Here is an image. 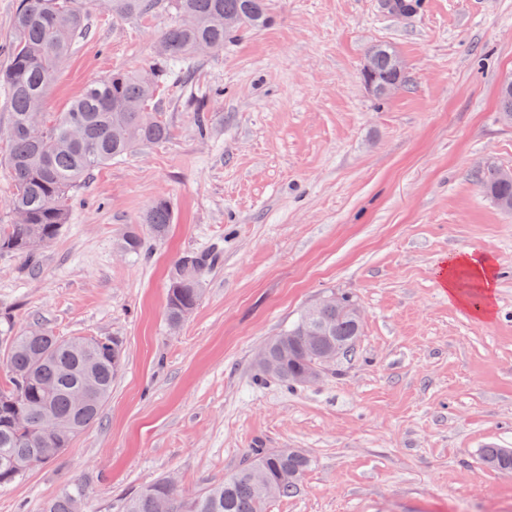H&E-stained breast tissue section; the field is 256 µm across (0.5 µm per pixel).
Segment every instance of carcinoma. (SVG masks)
Wrapping results in <instances>:
<instances>
[{
  "instance_id": "1",
  "label": "carcinoma",
  "mask_w": 512,
  "mask_h": 512,
  "mask_svg": "<svg viewBox=\"0 0 512 512\" xmlns=\"http://www.w3.org/2000/svg\"><path fill=\"white\" fill-rule=\"evenodd\" d=\"M115 19H128L154 11L157 0H102ZM87 0H18L13 18L16 40L8 66L0 70V87L9 98L8 166L15 182L11 201L12 221L0 224V252H12L32 262L38 251L25 242L39 237L43 245L56 240L68 223L71 192L86 184L94 171L117 158L169 138L171 130L162 112L152 104L161 83L190 78L189 65L198 48L224 49V42L243 29L269 25L272 15L267 0H171L178 17L161 34L160 50L149 69L115 72L88 83L53 123L42 126V136L29 130L33 118L42 114L47 92L59 69L89 33ZM480 181L498 203L512 199V181L505 182L499 169L488 167ZM174 215L169 204L157 201L144 215L154 238L169 232ZM129 254L144 252L136 228L119 240ZM219 249L188 252L174 263L168 284L167 320L178 327L197 306L203 277L220 262ZM330 321V339L322 348L338 349L337 358L351 355L361 337L362 320L325 310ZM307 327V314L285 333L266 343L272 366L256 365L258 375L291 388L300 383L312 357L297 349L292 339ZM8 375L0 381V487L14 483L27 470L23 460L32 454L54 456L70 446L99 419L112 394V380L119 373L124 351L117 337L65 338L43 326H33L24 335L5 336ZM94 385L93 399L80 405L73 393ZM58 419L53 436L41 434L46 415ZM483 463L492 469L512 471L511 448H484ZM310 459L302 451L254 448L238 468L224 479L193 496L161 479L125 495L119 512H156V499L166 496L170 512H266L278 498L295 494ZM84 490L72 491L46 502L43 512H81Z\"/></svg>"
}]
</instances>
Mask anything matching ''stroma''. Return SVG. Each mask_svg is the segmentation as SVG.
Returning <instances> with one entry per match:
<instances>
[{
	"label": "stroma",
	"instance_id": "1",
	"mask_svg": "<svg viewBox=\"0 0 512 512\" xmlns=\"http://www.w3.org/2000/svg\"><path fill=\"white\" fill-rule=\"evenodd\" d=\"M273 23L243 30L155 99L170 137L95 170L35 262L0 253V316L57 335L116 336L123 367L99 420L0 489V512H42L71 484L84 512H117L161 478L187 494L255 448L311 459L300 491L267 512H512V472L481 448H512V212L479 173L512 169V0H269ZM90 34L45 104L150 67L167 7L116 20L89 6ZM391 45L405 84L375 97L361 68ZM210 118L197 131V113ZM0 89V224L14 181ZM175 222L149 258L118 240L157 200ZM223 249L196 309L166 317L168 274L188 251ZM496 261L491 319L450 303L437 272L467 251ZM363 314L334 373L287 389L253 384L259 349L328 293Z\"/></svg>",
	"mask_w": 512,
	"mask_h": 512
}]
</instances>
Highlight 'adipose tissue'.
<instances>
[{
  "instance_id": "ef3b65f1",
  "label": "adipose tissue",
  "mask_w": 512,
  "mask_h": 512,
  "mask_svg": "<svg viewBox=\"0 0 512 512\" xmlns=\"http://www.w3.org/2000/svg\"><path fill=\"white\" fill-rule=\"evenodd\" d=\"M467 274L475 286L474 293H465L459 286L460 274ZM442 287L448 290L450 302L473 312L481 319H490L496 284L495 261L483 252L469 251L449 256L440 268Z\"/></svg>"
}]
</instances>
